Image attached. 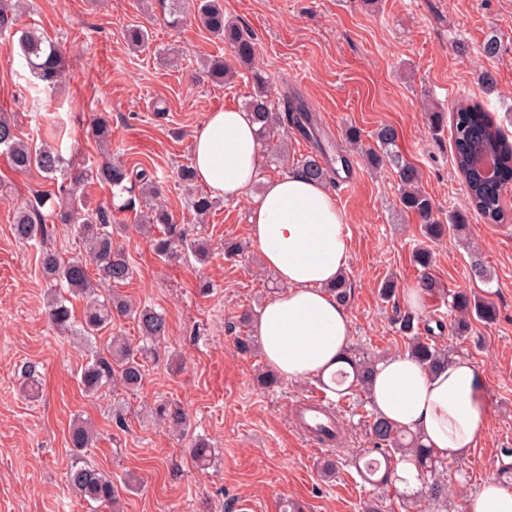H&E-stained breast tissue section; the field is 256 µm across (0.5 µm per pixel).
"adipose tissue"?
<instances>
[{
    "label": "adipose tissue",
    "mask_w": 512,
    "mask_h": 512,
    "mask_svg": "<svg viewBox=\"0 0 512 512\" xmlns=\"http://www.w3.org/2000/svg\"><path fill=\"white\" fill-rule=\"evenodd\" d=\"M260 161L250 113H207L193 134L197 180L212 196L246 197ZM347 224L323 183L296 173L269 178L250 210V238L283 286L259 310L255 331L267 365L283 378L328 384L344 366L352 325L329 287L348 265ZM370 396L381 416L451 461L476 446L489 416L486 378L464 358L433 370L406 353L386 357Z\"/></svg>",
    "instance_id": "ef3b65f1"
}]
</instances>
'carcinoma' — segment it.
<instances>
[{"mask_svg":"<svg viewBox=\"0 0 512 512\" xmlns=\"http://www.w3.org/2000/svg\"><path fill=\"white\" fill-rule=\"evenodd\" d=\"M161 8L168 12L169 24L176 26L181 21L184 0H159ZM195 12L199 23L212 35L224 40L234 60L241 66L251 68L256 55L255 43L242 28L224 21L221 0H196ZM0 40L8 46L19 47L20 56L29 71L46 87L60 85L66 77V61L61 48L50 38L20 25L18 5L0 0ZM253 92L247 96L245 110L252 113L259 124L258 136L265 142L275 133L295 130L305 137L314 135L312 117L308 109L299 103L280 104L271 99L266 90L267 80L259 73H251ZM92 132L100 142L111 139L112 128L104 115L92 118ZM455 160L468 190L471 205L477 213L490 223L501 221L500 192L502 181L512 177V140L501 128L488 120L482 108L464 105L456 112L453 125ZM380 151L370 148L365 156L370 164L387 163L397 177L400 187L399 202L406 212L415 213L423 221L422 232L428 238H437L445 226L434 218V202L421 188L419 169L408 162L402 154L393 150L396 131L384 125L376 131ZM0 151L5 153L16 171L37 168L49 178L72 166L61 152L47 145H33L21 139L17 133L13 113L0 111ZM490 158L498 165L493 180L482 177L478 161ZM295 171L306 177L325 182L330 179L329 169L322 157L310 155L295 166ZM87 173L77 170L58 186L59 197L36 195L25 206L19 208L14 217L12 233L21 241L46 240L47 223L73 224L78 237L85 245L87 256H76L67 260L54 249L41 246L40 270L50 290L48 318L61 336H79L85 342L90 359L80 376V384L87 393L95 394L110 386L126 390L137 389L144 376V358L152 354V345L166 336L167 321L164 313L156 309L133 304L115 292H103L104 284L116 286L131 278L133 271L126 251L115 240V212L110 207L99 206L93 210L81 204L77 193ZM95 178L113 189L112 196L128 194L121 208L135 206L136 198L147 200L159 194L156 182L145 169H129L120 162L108 163L95 171ZM216 205L210 195L194 193L190 208L197 218H202ZM142 228L150 237L157 256L172 260L186 251L204 263L209 259L210 248L203 238L187 239L188 230L174 223L170 213L162 207H147L142 215ZM95 266L90 274L88 264ZM80 299L84 311L80 320H75L70 304ZM448 307L453 320L452 335L464 338L472 329V321L491 322L496 318L495 308L466 290L450 294ZM128 317L137 323L144 345L135 350L123 336H110L104 350H98L102 334L112 328V321ZM400 332L404 334L408 352L431 368L448 364L449 352L440 348L433 340L415 333L414 316L405 313L399 319ZM350 371L336 372L334 381L340 386L352 378L350 387L370 393L372 374L377 359L363 351L347 355ZM156 414L164 425L181 435L189 433L190 421L181 406L161 403ZM373 447L365 449L356 457L363 461L364 472L373 477L375 483L385 485L392 472V462L398 456L409 455L416 462L422 479L421 493L438 507L447 503L448 480L444 477L446 461L436 455L421 437L406 432L387 421L376 411L367 414ZM69 443L75 461L67 473L69 485L77 495L89 504L118 505L112 478L87 460L90 448L94 447V434L87 422L76 419L69 430ZM215 451L209 443L198 438L192 445V457L202 469L214 461Z\"/></svg>","mask_w":512,"mask_h":512,"instance_id":"obj_1","label":"carcinoma"}]
</instances>
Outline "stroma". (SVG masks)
Here are the masks:
<instances>
[{
  "label": "stroma",
  "mask_w": 512,
  "mask_h": 512,
  "mask_svg": "<svg viewBox=\"0 0 512 512\" xmlns=\"http://www.w3.org/2000/svg\"><path fill=\"white\" fill-rule=\"evenodd\" d=\"M224 16L253 37L255 69L268 78L272 97L302 99L315 114L319 141L292 133L284 146L293 162L321 147L331 161L326 188L348 217L351 347L383 358L404 352L395 325L397 311L408 308L402 290L427 275L444 290L416 310L420 328L448 321L451 290L472 291L496 306V320L473 322L466 338L447 330L435 338L484 371L490 406L476 448L447 465L448 512H467L485 480L512 489V182L500 193V223L471 212L452 131L433 133L426 120L427 109L452 114L459 104L475 103L512 136V0H224ZM20 23L58 41L68 71L55 89L36 87L18 49L0 47V110L14 114L19 135L61 150L84 169L109 161L147 168L162 182L160 202L176 223L208 239L212 250L204 263L190 255L163 260L136 227L139 208L117 213L124 226L119 242L133 269L117 291L162 311L168 333L158 357L147 358L138 390L85 393L77 374L86 350L49 323L38 247L11 232L16 209L35 192L55 191L56 183L35 168L14 171L0 153V512H93L66 481L68 432L78 418L97 435L90 458L112 478L122 512H283L288 502L301 512H365L382 494L393 512H435L421 496L382 490L358 474L355 457L372 445L363 392L334 402L344 428L339 446L317 445L291 407L319 384L284 378L261 388L257 376L267 368L261 350L237 349L239 315L259 310L280 290L249 243L248 216L263 179L287 169L264 158L250 197L219 201L202 224L187 201L204 187L186 189L176 171L191 164L192 136L207 112L242 106L252 90L250 70L213 82L201 63L228 57L223 41L190 12L178 28L168 27L154 0H25ZM133 25L148 31L146 49L128 46L125 33ZM492 36L501 43L496 58L482 51ZM487 72L497 84L490 95L482 87ZM158 106L166 110L160 120ZM99 113L112 125L105 148L90 133ZM384 125L397 130V151L420 170L436 219L444 224L452 212H468L464 233L425 237L419 218L399 204L394 172L371 168L346 137L357 129L363 146L372 147ZM349 165L357 185L343 197L338 184ZM228 239L246 243L241 257L225 258ZM419 248L432 252L430 269L414 262ZM475 255L486 266L485 279L470 275ZM388 276L400 288L391 302L378 294ZM28 364L39 371L35 398L22 387ZM162 402L185 408L188 436L153 421L151 409ZM197 436L215 450L205 470L189 455ZM331 454L338 469L327 478L318 462Z\"/></svg>",
  "instance_id": "1"
}]
</instances>
